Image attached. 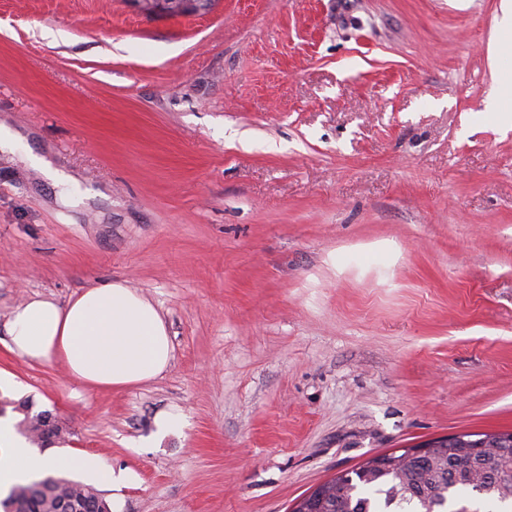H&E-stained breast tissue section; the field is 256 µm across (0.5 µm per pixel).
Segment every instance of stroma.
Returning a JSON list of instances; mask_svg holds the SVG:
<instances>
[{
	"label": "stroma",
	"instance_id": "1",
	"mask_svg": "<svg viewBox=\"0 0 512 512\" xmlns=\"http://www.w3.org/2000/svg\"><path fill=\"white\" fill-rule=\"evenodd\" d=\"M500 21V0H0V395L67 427L49 453L122 473L99 485L118 512H291L375 455L512 431ZM110 280L160 312L161 375L93 390L10 351L22 302Z\"/></svg>",
	"mask_w": 512,
	"mask_h": 512
}]
</instances>
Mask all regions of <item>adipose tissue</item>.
<instances>
[{"label": "adipose tissue", "mask_w": 512, "mask_h": 512, "mask_svg": "<svg viewBox=\"0 0 512 512\" xmlns=\"http://www.w3.org/2000/svg\"><path fill=\"white\" fill-rule=\"evenodd\" d=\"M10 349L38 364L64 365L90 389H121L162 374L172 358L165 322L154 304L123 282L109 281L61 304L35 296L7 321ZM70 458L27 448L0 423V492L48 469L71 468Z\"/></svg>", "instance_id": "ef3b65f1"}]
</instances>
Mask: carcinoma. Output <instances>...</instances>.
<instances>
[{"label":"carcinoma","instance_id":"carcinoma-1","mask_svg":"<svg viewBox=\"0 0 512 512\" xmlns=\"http://www.w3.org/2000/svg\"><path fill=\"white\" fill-rule=\"evenodd\" d=\"M20 415L19 431L43 449L65 439L66 428L48 411L31 413L28 399H0ZM311 512H492L512 505V432L462 433L445 448L413 452L399 465L380 457L320 485L306 497ZM79 512H111L95 487L46 475L15 485L0 501L3 512H59L61 503Z\"/></svg>","mask_w":512,"mask_h":512}]
</instances>
